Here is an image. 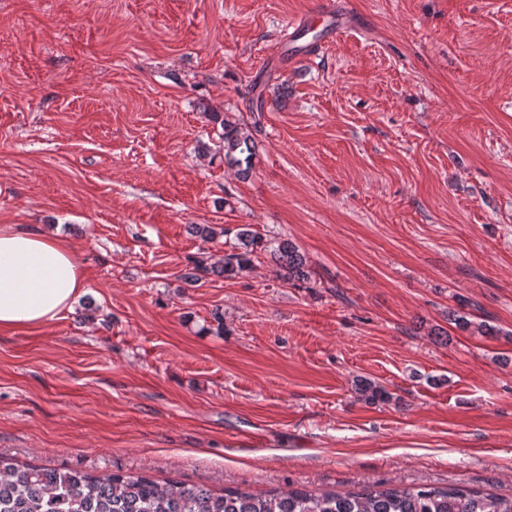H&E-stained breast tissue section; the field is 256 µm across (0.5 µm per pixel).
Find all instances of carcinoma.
<instances>
[{
	"label": "carcinoma",
	"instance_id": "obj_1",
	"mask_svg": "<svg viewBox=\"0 0 512 512\" xmlns=\"http://www.w3.org/2000/svg\"><path fill=\"white\" fill-rule=\"evenodd\" d=\"M210 118L222 129L225 162L249 174L255 155L252 134L221 114ZM235 239L237 244L219 264L196 259L182 278L196 283L210 273L239 274L251 265L249 255L261 247L285 281L294 286L312 282L313 271L293 243L265 240L245 225L237 228ZM452 321L480 336L497 333L458 313L452 314ZM356 389L369 403L389 399L384 387L368 379L357 380ZM0 512H512V497L467 485H381L346 493L293 487L266 494L228 488L216 492L176 479L160 482L146 473L19 466L0 456Z\"/></svg>",
	"mask_w": 512,
	"mask_h": 512
}]
</instances>
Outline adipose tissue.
<instances>
[{"label": "adipose tissue", "instance_id": "adipose-tissue-1", "mask_svg": "<svg viewBox=\"0 0 512 512\" xmlns=\"http://www.w3.org/2000/svg\"><path fill=\"white\" fill-rule=\"evenodd\" d=\"M85 274L73 253L43 231L0 227V329L50 324L83 294Z\"/></svg>", "mask_w": 512, "mask_h": 512}]
</instances>
